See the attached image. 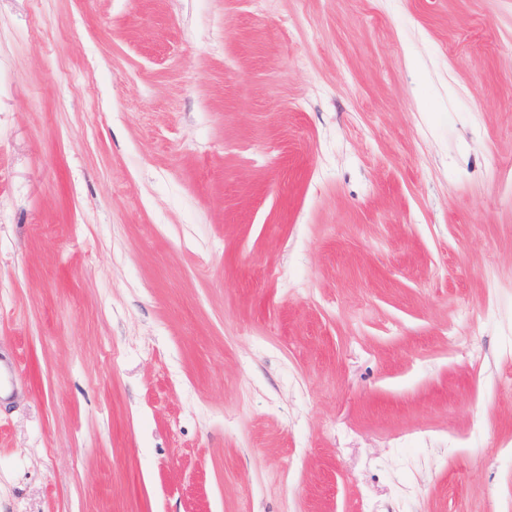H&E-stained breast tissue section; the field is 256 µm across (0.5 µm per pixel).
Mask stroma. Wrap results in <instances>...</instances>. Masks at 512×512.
<instances>
[{
	"mask_svg": "<svg viewBox=\"0 0 512 512\" xmlns=\"http://www.w3.org/2000/svg\"><path fill=\"white\" fill-rule=\"evenodd\" d=\"M0 512H512V0H0Z\"/></svg>",
	"mask_w": 512,
	"mask_h": 512,
	"instance_id": "obj_1",
	"label": "stroma"
}]
</instances>
